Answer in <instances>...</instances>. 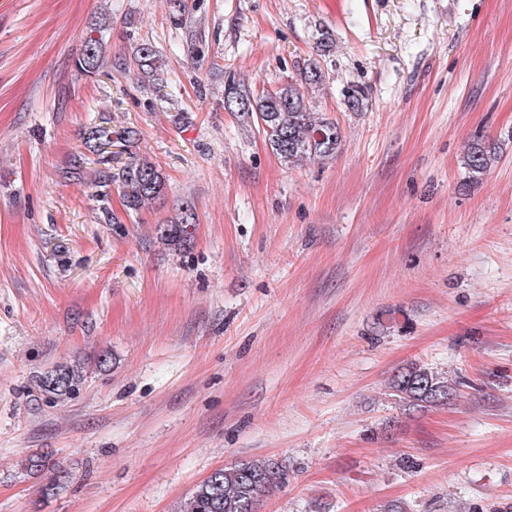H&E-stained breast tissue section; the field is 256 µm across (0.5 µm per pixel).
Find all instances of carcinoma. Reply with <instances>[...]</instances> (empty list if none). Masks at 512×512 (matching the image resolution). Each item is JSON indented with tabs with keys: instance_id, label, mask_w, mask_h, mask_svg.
Returning a JSON list of instances; mask_svg holds the SVG:
<instances>
[{
	"instance_id": "cac0c4a2",
	"label": "carcinoma",
	"mask_w": 512,
	"mask_h": 512,
	"mask_svg": "<svg viewBox=\"0 0 512 512\" xmlns=\"http://www.w3.org/2000/svg\"><path fill=\"white\" fill-rule=\"evenodd\" d=\"M135 62L143 74L159 80L158 54L155 47L142 42L136 47ZM75 67L87 76H96L101 69L100 40L89 34L83 42ZM322 69L312 64L303 69L300 79L275 91L255 93L236 79L229 77L224 84L228 110L248 120L263 122L262 130L273 153L282 162L292 165L303 159L325 158L336 153L341 143L336 123L312 111L306 92L323 85ZM135 131L112 129L111 119L100 118L87 134V141L98 153L100 168L94 170L99 187L119 184L125 207L139 211L153 204L164 190L162 173L148 160L132 158L119 172L112 171V141L128 142ZM497 162L495 149L477 139L469 142L462 156V165L469 182H477L488 174ZM193 212L186 210L178 221L161 224L159 239L175 250L189 248L194 239L190 228L195 226ZM85 375L83 368L66 362L40 373L36 385L45 402L63 404L79 390ZM392 389L408 406L427 409L447 405L457 397L456 384L430 368L417 363L403 367L393 380ZM288 468L276 459L241 460L229 467L216 469L194 488L186 512H260L264 493L283 485Z\"/></svg>"
}]
</instances>
